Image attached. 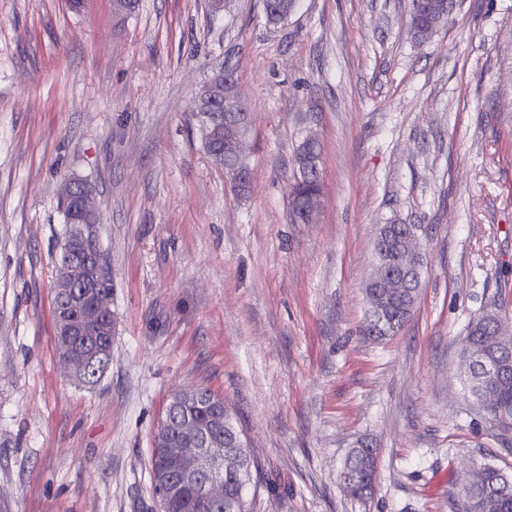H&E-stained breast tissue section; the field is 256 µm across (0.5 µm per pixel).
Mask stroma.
<instances>
[{
    "mask_svg": "<svg viewBox=\"0 0 512 512\" xmlns=\"http://www.w3.org/2000/svg\"><path fill=\"white\" fill-rule=\"evenodd\" d=\"M410 0H0V512H159L151 450L171 394L224 399L259 464L251 512H457L512 473V430L468 392L463 338L512 312V0H458L415 38ZM234 71L251 186L206 154L196 97ZM321 148L315 223L291 220L298 146ZM97 190L112 363L59 359L65 178ZM424 275L397 334H361L382 224ZM375 490L340 480L362 440Z\"/></svg>",
    "mask_w": 512,
    "mask_h": 512,
    "instance_id": "stroma-1",
    "label": "stroma"
}]
</instances>
